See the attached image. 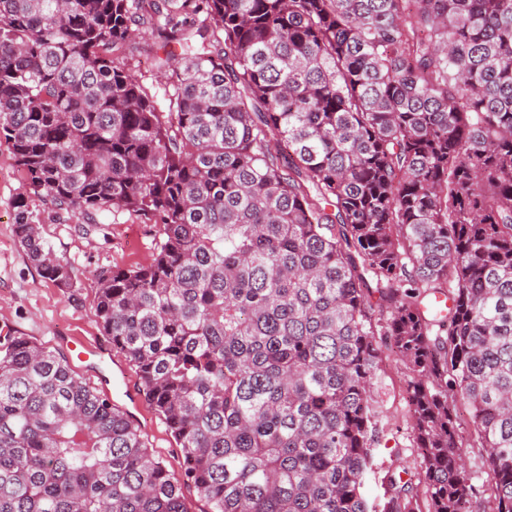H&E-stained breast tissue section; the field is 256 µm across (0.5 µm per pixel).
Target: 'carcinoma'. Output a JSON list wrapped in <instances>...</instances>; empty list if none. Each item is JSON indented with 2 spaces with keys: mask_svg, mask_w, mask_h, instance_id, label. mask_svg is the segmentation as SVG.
<instances>
[{
  "mask_svg": "<svg viewBox=\"0 0 512 512\" xmlns=\"http://www.w3.org/2000/svg\"><path fill=\"white\" fill-rule=\"evenodd\" d=\"M153 42L161 81L131 60ZM86 234L129 213L150 261L97 273L96 322L181 457L61 352L0 334V512H372L383 335L410 372L422 489L474 512L456 398L512 512V0H0V145ZM41 278L70 263L16 201ZM442 295L446 314L424 303Z\"/></svg>",
  "mask_w": 512,
  "mask_h": 512,
  "instance_id": "cac0c4a2",
  "label": "carcinoma"
}]
</instances>
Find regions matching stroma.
I'll list each match as a JSON object with an SVG mask.
<instances>
[{"instance_id":"stroma-1","label":"stroma","mask_w":512,"mask_h":512,"mask_svg":"<svg viewBox=\"0 0 512 512\" xmlns=\"http://www.w3.org/2000/svg\"><path fill=\"white\" fill-rule=\"evenodd\" d=\"M20 198L54 252L70 261L72 288L63 290L42 279L21 251L13 235L14 203ZM155 241L154 225L127 213L105 218L86 235L76 234L72 221L53 220L42 200L27 194L22 176L6 147L0 145V328H12L64 353L92 387L134 416L151 448L167 469L177 474L181 471L179 452L164 422L145 403L139 380L125 356L115 350L102 358L91 351L80 352L77 344L81 338L92 343L107 341L94 317L96 271L149 262ZM381 357L371 393L379 442L363 488L372 503L382 500L381 481L386 474L401 475L414 484L422 478L409 417L408 371L392 350L383 349ZM456 411L459 433L467 442L460 454L476 490L475 498L484 502L490 495L484 450L476 440L467 406L457 404Z\"/></svg>"}]
</instances>
